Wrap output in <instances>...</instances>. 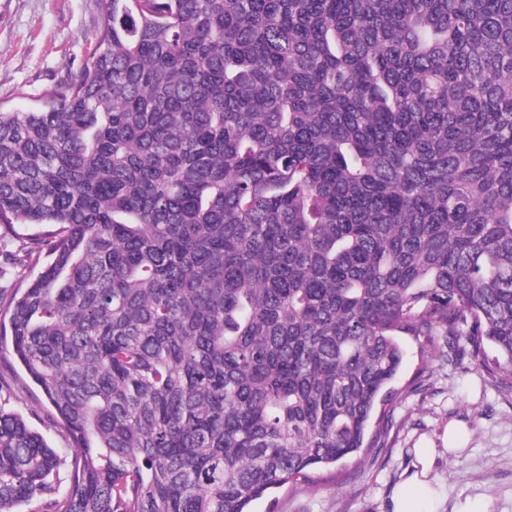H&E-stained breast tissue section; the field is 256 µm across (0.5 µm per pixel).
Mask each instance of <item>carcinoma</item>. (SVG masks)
<instances>
[{"label": "carcinoma", "instance_id": "obj_1", "mask_svg": "<svg viewBox=\"0 0 512 512\" xmlns=\"http://www.w3.org/2000/svg\"><path fill=\"white\" fill-rule=\"evenodd\" d=\"M97 3L0 111V334L70 436L0 406V512H248L389 447L402 336L512 384V0Z\"/></svg>", "mask_w": 512, "mask_h": 512}]
</instances>
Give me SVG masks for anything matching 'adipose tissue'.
<instances>
[{"mask_svg":"<svg viewBox=\"0 0 512 512\" xmlns=\"http://www.w3.org/2000/svg\"><path fill=\"white\" fill-rule=\"evenodd\" d=\"M438 455L439 449L428 440L415 449L412 466L405 470L392 491L388 512H425L426 506L447 504L442 486L433 473Z\"/></svg>","mask_w":512,"mask_h":512,"instance_id":"ef3b65f1","label":"adipose tissue"}]
</instances>
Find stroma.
Wrapping results in <instances>:
<instances>
[{
	"instance_id": "1",
	"label": "stroma",
	"mask_w": 512,
	"mask_h": 512,
	"mask_svg": "<svg viewBox=\"0 0 512 512\" xmlns=\"http://www.w3.org/2000/svg\"><path fill=\"white\" fill-rule=\"evenodd\" d=\"M99 24L96 0H0V109L41 107L46 89L79 70ZM403 345L401 382L423 366L429 384L401 402L393 447L361 462L349 459L338 483L283 488L254 502L252 512H387L413 448L451 420L463 425L468 445L441 458L435 469L449 499L483 494L492 498L493 512H512V389L495 386L469 358L421 354L410 338ZM0 402L22 413L51 447L68 446L66 429L52 420L49 404L23 369L0 377Z\"/></svg>"
}]
</instances>
